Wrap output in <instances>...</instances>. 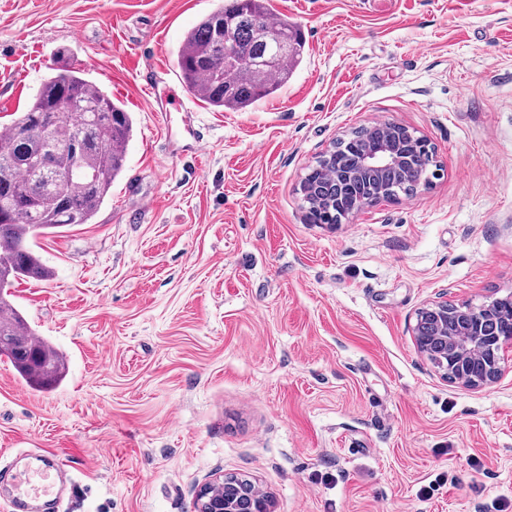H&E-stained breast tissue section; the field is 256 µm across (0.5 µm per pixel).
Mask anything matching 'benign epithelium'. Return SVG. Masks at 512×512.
<instances>
[{
  "instance_id": "benign-epithelium-1",
  "label": "benign epithelium",
  "mask_w": 512,
  "mask_h": 512,
  "mask_svg": "<svg viewBox=\"0 0 512 512\" xmlns=\"http://www.w3.org/2000/svg\"><path fill=\"white\" fill-rule=\"evenodd\" d=\"M398 129L408 138L424 147L429 141L418 131L399 122L379 121L368 127V132ZM408 158L392 150L382 138L375 139L361 152L360 166L347 171L342 182L347 191L355 190L362 174H380L384 169L404 164ZM494 303L473 306L462 303V325L448 331V304L431 302L415 313L411 326L416 346L447 379L463 385L480 388L495 382L503 373L505 353L512 349V336L504 338L502 327L492 323L489 311ZM197 512H274L268 495L256 489L248 479L237 483L218 476L205 483L197 494Z\"/></svg>"
}]
</instances>
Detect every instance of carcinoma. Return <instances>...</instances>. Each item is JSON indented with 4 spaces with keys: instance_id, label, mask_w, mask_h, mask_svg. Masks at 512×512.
I'll use <instances>...</instances> for the list:
<instances>
[{
    "instance_id": "carcinoma-1",
    "label": "carcinoma",
    "mask_w": 512,
    "mask_h": 512,
    "mask_svg": "<svg viewBox=\"0 0 512 512\" xmlns=\"http://www.w3.org/2000/svg\"><path fill=\"white\" fill-rule=\"evenodd\" d=\"M268 0H227L188 31L177 66L188 88L210 106L244 110L270 98L302 62L305 41L281 19L269 23ZM131 114L89 81L64 69L43 82L27 109L0 135V357L30 386L51 390L67 375L66 356L43 338L13 302L12 287L45 280L49 270L27 246L38 234L86 224L111 193L132 133ZM338 187L318 179L306 194L311 224H337L326 208Z\"/></svg>"
}]
</instances>
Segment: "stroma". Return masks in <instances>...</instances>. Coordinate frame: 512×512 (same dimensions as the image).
<instances>
[{"mask_svg":"<svg viewBox=\"0 0 512 512\" xmlns=\"http://www.w3.org/2000/svg\"><path fill=\"white\" fill-rule=\"evenodd\" d=\"M218 4L0 0V125L69 67L133 118L91 222L29 240L53 275L15 302L68 373L38 391L0 358V467L69 457L58 512H194L217 474L276 512H512V358L472 390L411 334L426 303L512 296V0H270L306 40L275 97L142 107L147 71L183 93L178 47ZM380 120L439 177L307 223L306 174ZM389 128H394V129L400 130L406 136H408V138L411 141L424 146L425 149H427L431 145L429 143V141L423 135L418 134L417 130H415L414 128H411L405 124L399 123V122L379 121V122H374L371 126L367 127L368 132L370 134H373V136H374L375 132L383 133L384 131H386Z\"/></svg>","mask_w":512,"mask_h":512,"instance_id":"obj_1","label":"stroma"}]
</instances>
